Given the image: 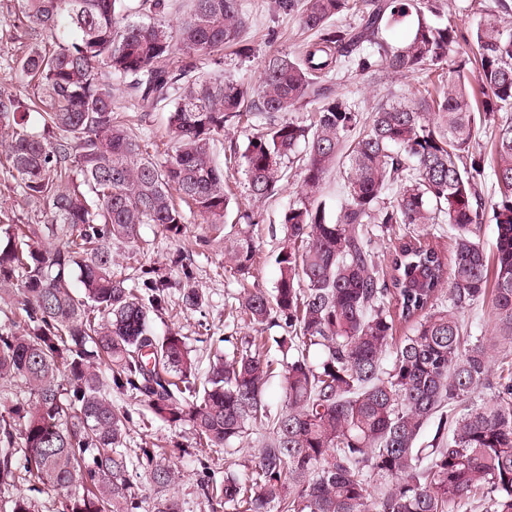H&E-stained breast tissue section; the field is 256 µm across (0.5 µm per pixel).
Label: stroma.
Masks as SVG:
<instances>
[{
    "instance_id": "obj_1",
    "label": "stroma",
    "mask_w": 512,
    "mask_h": 512,
    "mask_svg": "<svg viewBox=\"0 0 512 512\" xmlns=\"http://www.w3.org/2000/svg\"><path fill=\"white\" fill-rule=\"evenodd\" d=\"M471 0H446L443 22L468 28L487 20H507L512 25V16L505 18L497 10L495 0H482L479 10H471ZM243 12L248 21L244 42L249 51L239 55L226 49L213 53L202 63L203 73L212 78L234 80L249 85H258L264 65L269 57L297 52L310 40L309 32L303 30L299 10L286 11L278 0H242ZM24 39L9 0H0V84L14 90L21 83L13 69L12 59ZM417 81L412 77L387 76L382 81L368 83L349 75H338L334 90L336 94L357 104L361 114L372 112L384 97L399 96L414 91ZM118 107L126 119L141 125L156 150L158 159H165L168 149V111L161 108L143 113L137 102L124 90H117ZM251 135L250 128L230 124L225 126L214 146L217 163L229 177L234 194L232 208L253 213L254 221L240 224L239 229L255 241L260 259L255 266L252 284L265 291L275 288L279 276L276 257L281 249L280 222L283 211L293 202L301 185L300 174H292L288 183L271 198L254 200L247 189L242 154ZM205 221L197 214L186 216L185 229L181 236L171 237L161 233L154 225L146 224L140 229L137 242L118 244L113 248L120 264L143 267L159 273L171 274L170 260L183 252L195 260L194 285L206 297L204 306L196 311L173 309L155 315L151 326L158 336L177 332L190 338L200 368H207L210 336H266L281 335L282 329L273 324L252 327L243 320L228 318L232 297L239 284L224 259V242L216 238L207 244L199 239L207 235ZM131 440L141 439L154 443L165 450L168 460L181 473L179 495L185 501V512H209L204 497L197 487L200 467L195 460V439L188 424H168L153 420L144 425H134L130 430Z\"/></svg>"
}]
</instances>
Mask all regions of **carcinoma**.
<instances>
[{"label": "carcinoma", "mask_w": 512, "mask_h": 512, "mask_svg": "<svg viewBox=\"0 0 512 512\" xmlns=\"http://www.w3.org/2000/svg\"><path fill=\"white\" fill-rule=\"evenodd\" d=\"M15 2L28 92L0 88V153L7 188L28 211L17 224L0 206V303L21 285V330H0V489L19 491L11 512H38L45 489L57 494L52 512H183L165 451L127 447L134 418L149 415L189 424L200 462L208 448L231 457L233 442L262 432L244 475L227 459L222 477L204 467L198 489L211 512H467L475 503L512 512V364L494 368L512 348V27L490 20L466 35L435 23L445 0H299L315 37L270 58L249 88L166 65L177 50L206 57L240 43V0ZM172 11L183 12L174 26L164 20ZM348 14L358 23L337 24ZM411 14L408 39H382ZM462 40L476 45L474 77L451 55ZM350 70L437 83L381 101L365 120L330 88ZM121 85L143 112L177 94L165 161L117 111ZM301 107L306 119L287 117ZM32 112L41 135L24 131ZM255 116L268 122L242 154L251 196L273 194L295 166L304 176L281 218L276 287L241 288L230 312L279 320L285 334L277 357L261 336L215 353L199 382L187 337H159L150 324L170 306L168 278L142 269L128 286L112 245L136 242L143 224L180 234L179 200L214 228L225 223L215 137ZM487 124L496 128L490 167L475 149ZM336 166L345 204L333 213L317 193ZM488 208L491 261L478 238ZM397 225L384 266L376 239ZM445 232L450 259L429 242ZM224 255L244 281L257 246L230 232ZM172 264L177 306L200 307L192 262L180 254ZM485 302L495 336L464 322ZM397 319L411 328L394 348ZM274 376L284 391L276 412L265 398ZM108 387L132 396L136 411L113 406ZM481 388L492 396L476 399ZM134 468L156 488L148 502L132 491Z\"/></svg>", "instance_id": "carcinoma-1"}]
</instances>
